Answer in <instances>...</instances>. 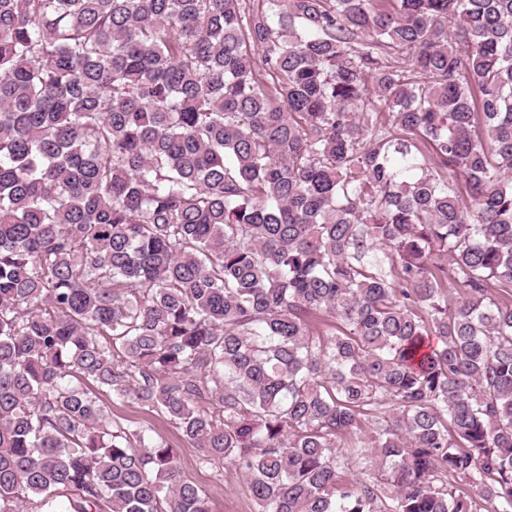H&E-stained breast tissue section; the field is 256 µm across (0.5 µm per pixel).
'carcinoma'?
I'll use <instances>...</instances> for the list:
<instances>
[{
    "label": "carcinoma",
    "mask_w": 512,
    "mask_h": 512,
    "mask_svg": "<svg viewBox=\"0 0 512 512\" xmlns=\"http://www.w3.org/2000/svg\"><path fill=\"white\" fill-rule=\"evenodd\" d=\"M494 283L512 0H0V512H512ZM109 407L112 418L126 419L146 435L163 437L181 449L180 465L184 475L203 487L211 501L212 512H258L246 483L229 465H199L197 451L181 443L179 430L170 421L141 409L137 404L112 402L101 398Z\"/></svg>",
    "instance_id": "carcinoma-1"
}]
</instances>
